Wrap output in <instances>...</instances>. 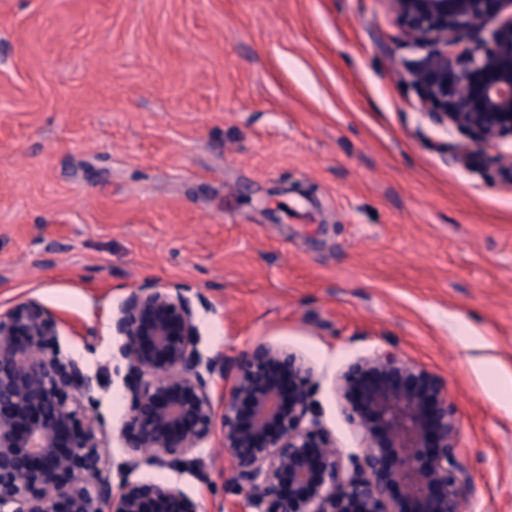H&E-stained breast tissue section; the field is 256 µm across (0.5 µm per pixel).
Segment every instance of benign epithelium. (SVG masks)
Here are the masks:
<instances>
[{"label":"benign epithelium","mask_w":512,"mask_h":512,"mask_svg":"<svg viewBox=\"0 0 512 512\" xmlns=\"http://www.w3.org/2000/svg\"><path fill=\"white\" fill-rule=\"evenodd\" d=\"M424 51L402 60L421 109L467 141L469 163L512 141V0H388ZM190 288H135L112 314L129 395L120 433L128 466L180 470L220 428L239 512H463L459 423L445 385L379 349L336 382L364 445L345 472L294 352L256 344L230 359L198 350ZM58 322L37 299L0 312V512H199L177 487L98 480L106 434L96 379L57 349ZM224 378V399L211 395Z\"/></svg>","instance_id":"obj_1"}]
</instances>
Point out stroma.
I'll return each instance as SVG.
<instances>
[{"instance_id":"1","label":"stroma","mask_w":512,"mask_h":512,"mask_svg":"<svg viewBox=\"0 0 512 512\" xmlns=\"http://www.w3.org/2000/svg\"><path fill=\"white\" fill-rule=\"evenodd\" d=\"M413 55L387 0H0V311L38 299L98 378L102 479L236 500L219 435L198 472L127 468L119 442L112 313L186 285L202 354L312 366L342 459L351 363L390 348L435 374L464 512H512V143L456 162L400 79Z\"/></svg>"}]
</instances>
